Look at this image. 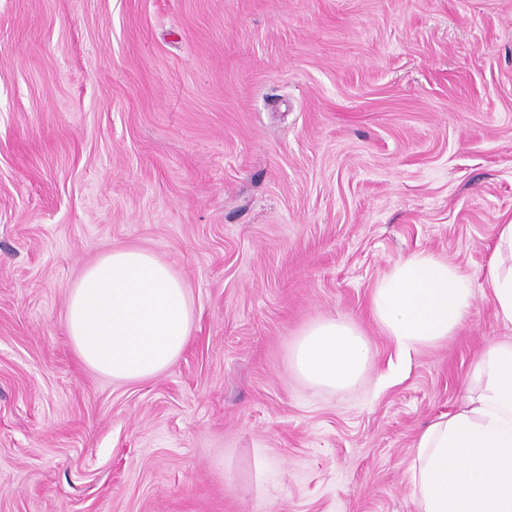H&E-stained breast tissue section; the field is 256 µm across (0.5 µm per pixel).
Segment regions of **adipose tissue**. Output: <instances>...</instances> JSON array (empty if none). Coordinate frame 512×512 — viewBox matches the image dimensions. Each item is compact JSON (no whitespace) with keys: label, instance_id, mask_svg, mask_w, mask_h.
<instances>
[{"label":"adipose tissue","instance_id":"ef3b65f1","mask_svg":"<svg viewBox=\"0 0 512 512\" xmlns=\"http://www.w3.org/2000/svg\"><path fill=\"white\" fill-rule=\"evenodd\" d=\"M485 279L498 317L512 325V223L497 227ZM472 298L466 276L419 252L383 277L371 311L407 361L452 335ZM194 319L190 292L168 264L143 249L116 247L70 288L63 326L87 368L132 382L165 372L179 358ZM370 360L368 341L342 318L310 324L291 350L300 378L335 391L359 382ZM474 377L478 396L429 424L414 445L410 480L419 512H512V343L487 349Z\"/></svg>","mask_w":512,"mask_h":512}]
</instances>
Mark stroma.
<instances>
[{"label": "stroma", "instance_id": "obj_1", "mask_svg": "<svg viewBox=\"0 0 512 512\" xmlns=\"http://www.w3.org/2000/svg\"><path fill=\"white\" fill-rule=\"evenodd\" d=\"M509 222L512 0H0V512H418L416 437L512 341ZM115 247L195 310L140 382L63 329ZM420 251L473 299L401 373L371 297ZM327 317L372 351L344 391L290 363ZM485 279L491 288L498 317L504 324L512 325V222L497 227Z\"/></svg>", "mask_w": 512, "mask_h": 512}]
</instances>
